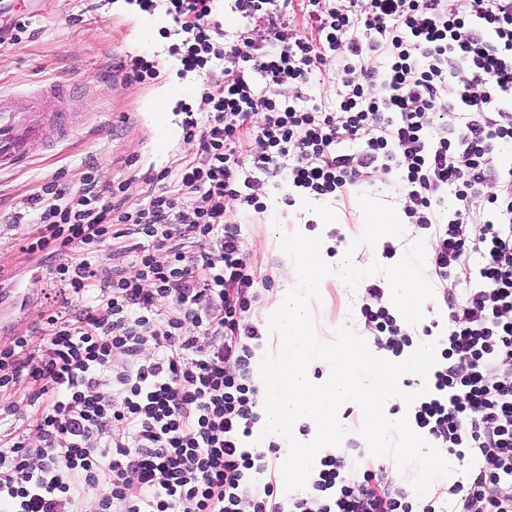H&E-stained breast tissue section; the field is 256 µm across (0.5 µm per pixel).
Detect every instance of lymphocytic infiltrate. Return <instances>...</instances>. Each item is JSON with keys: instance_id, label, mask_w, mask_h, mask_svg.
I'll return each instance as SVG.
<instances>
[{"instance_id": "lymphocytic-infiltrate-1", "label": "lymphocytic infiltrate", "mask_w": 512, "mask_h": 512, "mask_svg": "<svg viewBox=\"0 0 512 512\" xmlns=\"http://www.w3.org/2000/svg\"><path fill=\"white\" fill-rule=\"evenodd\" d=\"M167 14L184 70L209 74L202 112L182 109L191 150L177 172H145L136 205L89 174L29 200L21 250L66 254L50 272L63 306L40 316L46 341L0 347V392L35 410L0 451V512H83L104 480L96 512H437L372 469L348 479L345 455L284 498L277 445L239 446L258 419V333L228 204L266 212L269 177L319 199L392 171L410 223L435 231L447 286L448 346L415 423L467 467L449 512H512V168L496 160L512 144V0H473L466 15L448 0H168ZM228 14L240 24L229 47ZM331 57L336 110L282 99ZM482 203L487 219L470 223ZM474 258L479 277L464 282ZM360 312L376 345L397 357L411 346L379 285Z\"/></svg>"}]
</instances>
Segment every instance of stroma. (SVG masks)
I'll return each instance as SVG.
<instances>
[{
	"mask_svg": "<svg viewBox=\"0 0 512 512\" xmlns=\"http://www.w3.org/2000/svg\"><path fill=\"white\" fill-rule=\"evenodd\" d=\"M19 21L26 26L20 40L0 45V90L29 93L66 81L77 92L57 104L59 111L72 115L71 135L26 167L0 175V274L12 281L9 298L0 302V346L28 334L46 296L55 292L47 279L30 284L36 266L19 251L20 240L32 229L28 198L51 181L76 184L94 165L101 182L126 181L130 199L139 200L141 187L131 180L132 169L177 170L189 151L182 139L179 105L202 107V79L183 71L173 54L183 36L161 2L146 12L136 0H30ZM146 28L151 31L147 37L142 34ZM139 55L154 62L158 77L143 83L125 81L120 63ZM287 191L283 181L273 178L268 182L266 213H247L235 205L227 211L228 223L238 226L246 245L258 294L248 320L260 331L265 328L264 307L280 287L271 272L281 264L282 255L269 227L304 223L298 206L283 204ZM364 193L394 206L402 202L393 182L381 178L327 198V205L339 214L338 224L327 233L334 245H350L360 236L357 200ZM365 286L352 289L340 278L327 280L312 303L319 339H330L337 319L361 322ZM341 418L353 465L381 472L385 483L410 487V479L394 474L389 457L370 453L360 433V412L350 406Z\"/></svg>",
	"mask_w": 512,
	"mask_h": 512,
	"instance_id": "1",
	"label": "stroma"
}]
</instances>
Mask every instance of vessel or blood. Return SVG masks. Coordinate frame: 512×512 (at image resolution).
Returning <instances> with one entry per match:
<instances>
[{
    "mask_svg": "<svg viewBox=\"0 0 512 512\" xmlns=\"http://www.w3.org/2000/svg\"><path fill=\"white\" fill-rule=\"evenodd\" d=\"M74 91L73 85L56 82L30 97L0 94V172L23 165L51 140L67 137L70 115L55 104Z\"/></svg>",
    "mask_w": 512,
    "mask_h": 512,
    "instance_id": "b4317fda",
    "label": "vessel or blood"
}]
</instances>
